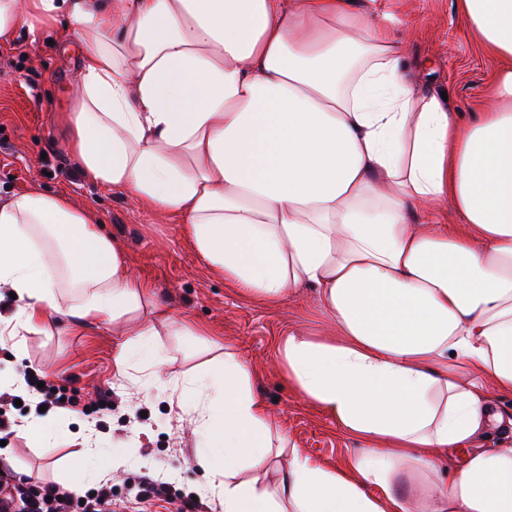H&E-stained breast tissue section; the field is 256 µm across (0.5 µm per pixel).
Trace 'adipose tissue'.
I'll list each match as a JSON object with an SVG mask.
<instances>
[{
    "label": "adipose tissue",
    "instance_id": "obj_1",
    "mask_svg": "<svg viewBox=\"0 0 512 512\" xmlns=\"http://www.w3.org/2000/svg\"><path fill=\"white\" fill-rule=\"evenodd\" d=\"M457 5L501 63L471 124L420 88L385 0H0V39L52 29L79 48L85 179L180 215L242 296L309 287L336 326L288 333L278 361L356 441L344 465L274 430L234 351L172 394L221 512H512V442L479 446L512 395V0ZM437 201L461 230L420 218ZM2 288L22 307L0 335L105 318L118 376L139 365L156 387L159 328L206 333L63 194L0 196Z\"/></svg>",
    "mask_w": 512,
    "mask_h": 512
}]
</instances>
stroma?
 <instances>
[{
  "mask_svg": "<svg viewBox=\"0 0 512 512\" xmlns=\"http://www.w3.org/2000/svg\"><path fill=\"white\" fill-rule=\"evenodd\" d=\"M392 11L421 86L446 93L449 109L461 121L475 120L490 101L500 63L479 48L457 0H392ZM78 62L77 47L49 42L44 32L20 30L0 40V194L60 192L92 209L103 231L125 250L134 272L153 285L157 300L212 331L207 344L159 336V366L166 377L179 380L232 349L253 366L254 392L291 443L327 465L343 464L353 442L332 418L291 391L277 363L279 342L289 331L301 329L312 336L331 332L315 292L305 288L275 305L248 300L199 256L177 216L144 211L86 182L59 125L74 100ZM115 350L106 320L0 335V390L12 391L13 380L34 369L66 387L75 402L65 416L56 409L42 412L43 421L58 433L47 443L20 430L30 407L7 408L17 429L0 445V469L86 490L105 482L112 487L113 502L121 506L139 499L144 477H159L167 487L153 499L150 512H181L201 480L193 422L179 415L168 392L145 390V372L136 369L128 379H119ZM107 398L111 413H99ZM88 428L97 433L99 455L114 466L101 480L84 482L70 466L83 452L82 434Z\"/></svg>",
  "mask_w": 512,
  "mask_h": 512,
  "instance_id": "35a3bbf8",
  "label": "stroma"
}]
</instances>
